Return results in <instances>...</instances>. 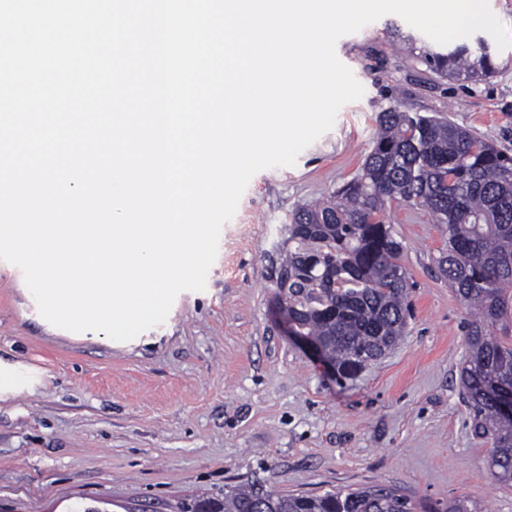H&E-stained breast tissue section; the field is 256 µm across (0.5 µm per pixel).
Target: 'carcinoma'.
<instances>
[{
	"mask_svg": "<svg viewBox=\"0 0 512 512\" xmlns=\"http://www.w3.org/2000/svg\"><path fill=\"white\" fill-rule=\"evenodd\" d=\"M425 62L440 73L471 80L495 72L488 41L428 50ZM378 133L360 171L325 200L300 206L288 241L294 248L281 269L279 292L301 333L351 375L392 347L409 313L402 244L386 212L405 204L428 213L448 232L436 259L448 286L473 310L464 324L461 394L473 435L491 443L487 468L495 484L512 485V420L501 419L498 384L512 385V343L492 328L512 324V156L447 119L412 116L395 108L378 114ZM322 248L304 270L299 237ZM326 281L324 288L308 282ZM177 512H415L410 500L384 487L282 494L233 487L224 497L198 496Z\"/></svg>",
	"mask_w": 512,
	"mask_h": 512,
	"instance_id": "obj_1",
	"label": "carcinoma"
}]
</instances>
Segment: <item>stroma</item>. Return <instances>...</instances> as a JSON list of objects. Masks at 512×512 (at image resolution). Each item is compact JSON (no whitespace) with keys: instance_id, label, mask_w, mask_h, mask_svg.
<instances>
[{"instance_id":"stroma-1","label":"stroma","mask_w":512,"mask_h":512,"mask_svg":"<svg viewBox=\"0 0 512 512\" xmlns=\"http://www.w3.org/2000/svg\"><path fill=\"white\" fill-rule=\"evenodd\" d=\"M394 25L412 32L389 14L337 41L363 96L294 165L251 178L205 290L178 294L137 343L49 329L22 270L0 259V360L40 374L0 400V512H175L243 483L288 494L386 486L418 512L458 497L512 512V487L492 485L490 444L471 434L461 398L469 310L436 265L442 225L388 210L411 313L398 344L351 379L289 337L271 276L292 213L358 172L379 112L443 116L512 154V47L493 50L489 78H443L423 59L434 41L395 43Z\"/></svg>"}]
</instances>
